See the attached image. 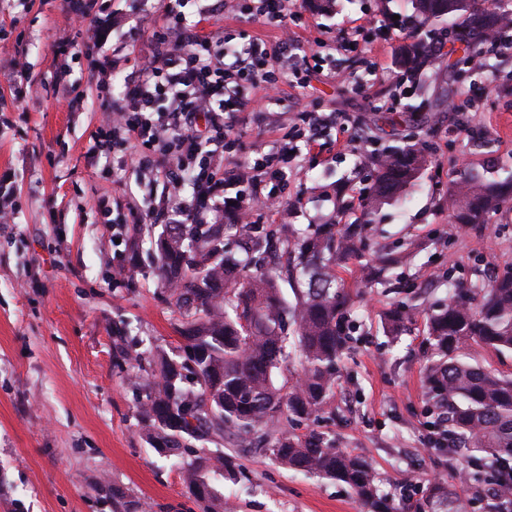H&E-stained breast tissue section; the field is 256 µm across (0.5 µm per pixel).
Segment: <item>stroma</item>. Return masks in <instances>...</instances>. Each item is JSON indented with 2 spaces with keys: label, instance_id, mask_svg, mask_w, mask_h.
Instances as JSON below:
<instances>
[{
  "label": "stroma",
  "instance_id": "obj_1",
  "mask_svg": "<svg viewBox=\"0 0 512 512\" xmlns=\"http://www.w3.org/2000/svg\"><path fill=\"white\" fill-rule=\"evenodd\" d=\"M300 6L297 33L316 48L319 67L303 89L283 84L274 95L262 84L248 89L229 131L239 149L225 158L224 175L232 177L258 152L279 157L301 112L341 113L366 130L368 142L331 128L319 139V153L289 160L284 212H256L259 235L300 236L333 219L365 225V252L411 241L417 256L386 285L365 286L355 260L341 272L356 296L355 340L336 380V415L294 429L324 432L337 448L363 456L380 474L384 494H399L410 479H436L456 484L469 512H488L486 500L457 484L455 467L426 448L424 319L393 336L383 317L402 302L441 305L454 286L512 267V202L474 230L448 221V190L459 169L512 175V56L473 71L467 52L454 50L447 23L435 22L410 33H376L378 76L367 75L359 55L348 53L351 79L336 83L325 71L338 33L369 14L392 24L412 15L411 4L300 0ZM104 7L137 20L139 30H113L101 58L121 46L135 64L159 19L154 0H104ZM200 8L199 0H188L184 13L205 33L230 38L235 47L263 42L269 62L279 58L276 24L228 11L202 22ZM1 29L10 34L8 50L22 53L32 91L20 102L0 81V114L10 121L0 128V174L12 173L16 195L14 223L0 226V512H111L116 486L143 512H203L178 466L142 436L127 372L117 364L124 344L169 351L180 345L174 297L160 280L150 243L162 227L153 225L133 248L132 227L123 221L130 202L159 206L164 184L139 182L132 168L116 171L111 161L88 154L99 126L90 106L100 89L61 0H5ZM414 37L439 53L407 77L396 55ZM62 81L82 95L84 110L58 100ZM464 91L476 111L448 112V99ZM391 99L398 102L395 122L378 129L376 105ZM407 145L425 150L426 166L400 198L365 215L358 194L372 184L371 151ZM224 451L235 455L237 476L215 477L214 484L231 512H363L340 483L286 470L262 451L229 441Z\"/></svg>",
  "mask_w": 512,
  "mask_h": 512
}]
</instances>
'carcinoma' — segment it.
Wrapping results in <instances>:
<instances>
[{"label":"carcinoma","mask_w":512,"mask_h":512,"mask_svg":"<svg viewBox=\"0 0 512 512\" xmlns=\"http://www.w3.org/2000/svg\"><path fill=\"white\" fill-rule=\"evenodd\" d=\"M424 22L451 19L453 40L483 44L512 15V0H412ZM430 48L422 41L403 46L399 65L425 69ZM424 152L407 147L376 159V178L367 204L377 208L399 197L426 165ZM512 200V178L487 181L463 170L448 190V213L456 224L486 223ZM225 224H167L156 241L158 274L173 288L180 316L178 359L162 349L136 346L122 351L130 368L147 359L150 378H129L137 396L142 430L150 446L175 456L193 498L219 503L209 474H234L235 462L221 448L199 454L195 443L232 437L262 450L280 467L346 485L365 512H406L407 503L380 494L379 478L360 456L335 448L326 434H297L293 421H309L334 409L336 374L350 336L347 318L353 295L337 287V269L361 255V225L319 224L286 241L285 262L274 273L253 265L269 250L251 235L238 214ZM241 236L246 257L224 250L230 231ZM414 251L390 249L363 267L366 282L381 283L386 272L411 265ZM292 288L288 302L279 281ZM413 320L412 309L393 307L388 328ZM427 366L424 388L441 428L434 450L448 464L464 462L458 479L490 486L498 506L512 505V376L501 375L471 354L481 348L512 354V269L456 289L448 304L426 317ZM298 355L300 373L283 384L277 374ZM457 490L442 481L422 484L414 512H467Z\"/></svg>","instance_id":"carcinoma-1"}]
</instances>
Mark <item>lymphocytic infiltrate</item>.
<instances>
[{
    "label": "lymphocytic infiltrate",
    "mask_w": 512,
    "mask_h": 512,
    "mask_svg": "<svg viewBox=\"0 0 512 512\" xmlns=\"http://www.w3.org/2000/svg\"><path fill=\"white\" fill-rule=\"evenodd\" d=\"M182 3L162 0V22L152 32L150 49L124 74L122 103L101 102V123L88 152L106 156L123 146L119 163L164 179L170 189L165 208L172 224L202 223L208 214H223L228 204L244 217L259 202L276 209L281 194L263 189L264 182L283 179L282 169L272 161L255 160L248 175L237 176L241 188L231 198L224 194L226 182L214 163L224 157L228 118L244 105L239 86L263 83L274 88L280 79L309 67V53L293 50L298 37L290 20L296 15V0H255L248 9L249 15L278 22L281 43L289 48L273 70L253 43L213 51L209 35L186 24ZM64 5L87 48L99 47L107 29L118 22L98 0H64ZM188 180L195 193L187 201L180 190Z\"/></svg>",
    "instance_id": "1"
}]
</instances>
